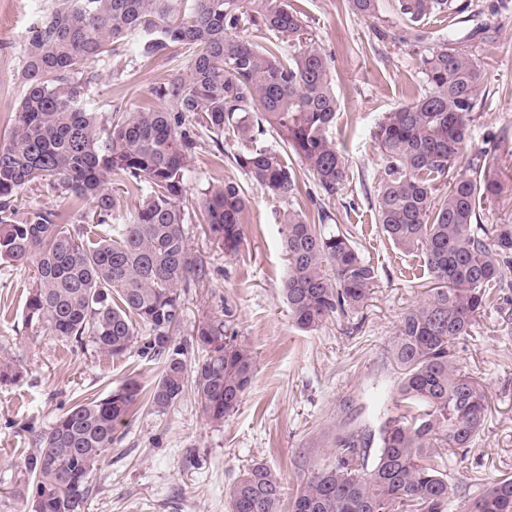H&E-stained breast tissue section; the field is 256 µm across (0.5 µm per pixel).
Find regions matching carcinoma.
<instances>
[{
	"instance_id": "obj_1",
	"label": "carcinoma",
	"mask_w": 512,
	"mask_h": 512,
	"mask_svg": "<svg viewBox=\"0 0 512 512\" xmlns=\"http://www.w3.org/2000/svg\"><path fill=\"white\" fill-rule=\"evenodd\" d=\"M348 4L366 20L379 18L380 0ZM392 7L408 22L398 35L407 43L422 41L419 26L450 4L394 0ZM303 31L288 0H53L34 20L25 93L0 145V261L35 267L28 324L80 345L87 339L105 356L135 347L160 362L150 396L156 413H167L191 387L208 421L221 424L238 410L255 367L252 351L227 335L220 319L199 322L192 361L172 336L184 317L182 295L206 279L185 228V171L197 128L248 143L233 164L273 199L294 198L301 186L278 150L253 146L267 125L323 199H335L350 179L328 136L338 108L329 60L299 45ZM131 36L145 62L173 46L189 49L188 73L155 90L160 104L114 112L106 126L86 107L83 85L110 45ZM420 67L424 93L380 124L383 166L375 186L382 233L401 252L421 256L435 284L403 314L392 345L404 412L377 436L336 433L335 461L310 472L290 512H448L447 466L474 445L486 415L484 391L450 354L492 297L512 286V224H483L477 209L502 192V177L477 159L470 175L451 174L484 74L473 51L451 38L427 48ZM114 175L141 192L123 224L112 223L107 185ZM45 180L91 205V222L107 225L106 236L84 240V229L70 230L53 213L18 217L15 199ZM444 181L447 191L439 194ZM245 208V192L233 180L201 192L197 221L226 255L242 243ZM331 220L323 205L315 223L292 207L281 213L282 293L301 331L360 308L377 282L351 233L329 228ZM21 376L16 360L0 357V383ZM138 396L130 380L103 398L74 403L38 435L37 453L26 462L30 512H85L91 474L137 412ZM284 496L278 474L255 462L230 487L231 512H282ZM466 512H512V479L483 485Z\"/></svg>"
}]
</instances>
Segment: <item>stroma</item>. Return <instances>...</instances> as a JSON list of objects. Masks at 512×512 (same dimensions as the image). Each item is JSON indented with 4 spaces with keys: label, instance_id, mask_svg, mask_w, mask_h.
I'll use <instances>...</instances> for the list:
<instances>
[{
    "label": "stroma",
    "instance_id": "35a3bbf8",
    "mask_svg": "<svg viewBox=\"0 0 512 512\" xmlns=\"http://www.w3.org/2000/svg\"><path fill=\"white\" fill-rule=\"evenodd\" d=\"M301 12L312 45L328 58L338 101L328 134L344 154L351 180L329 207L378 270V281L359 309L336 314L309 332L298 330L282 294L287 268L278 233L286 205L273 200L232 163L240 141L216 146L200 130L186 171L187 200L209 185L242 184L247 224L238 256L227 257L187 226L188 244L209 269L203 284L183 297L184 318L174 336L191 343L199 321L223 320L229 334L251 349L256 369L235 414L210 424L194 391L166 414L149 406L159 378L157 362L136 351L120 358L100 354L28 325L25 303L33 266L0 262V352L18 360L23 378L0 384V512H16L14 492L27 478L25 461L34 439L72 403L107 395L128 380L140 387V408L92 475L87 512H230L228 491L240 471L262 462L294 495L310 472L335 453L336 414L341 400L356 407V428L378 432L400 411L396 388L401 371L389 357L402 314L423 298L420 257L396 250L375 218L374 191L383 163L377 131L387 112L420 96L425 87L420 58L427 47L453 38L471 48L484 70L478 107L467 126L465 162L478 156L507 176L503 193L481 201L485 224H512V0H451L449 17L429 19L423 42L401 44L394 36L405 23L383 0L378 21L352 14L346 0H290ZM52 0H0V143L24 96L22 70L31 22ZM385 38H378L376 30ZM135 38L116 43L112 55L92 65L86 98L100 120L115 111L156 104L155 88L186 75L190 54L177 48L141 64ZM20 212L66 214L79 228L84 202L46 185L24 191ZM460 371L487 394V411L476 444L448 469L450 512H465L483 484L512 478V302L498 300L456 343Z\"/></svg>",
    "mask_w": 512,
    "mask_h": 512
}]
</instances>
